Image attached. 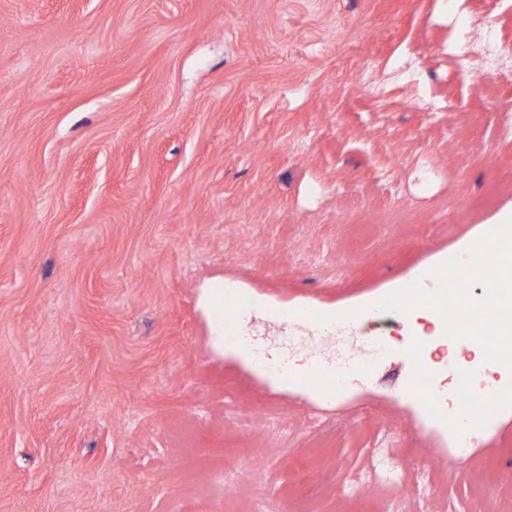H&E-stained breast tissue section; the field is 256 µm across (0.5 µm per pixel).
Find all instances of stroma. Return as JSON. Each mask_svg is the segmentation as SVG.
<instances>
[{
  "instance_id": "35a3bbf8",
  "label": "stroma",
  "mask_w": 512,
  "mask_h": 512,
  "mask_svg": "<svg viewBox=\"0 0 512 512\" xmlns=\"http://www.w3.org/2000/svg\"><path fill=\"white\" fill-rule=\"evenodd\" d=\"M485 35L512 0H0V512H512V412L457 455L371 309L512 208ZM213 281L271 353L394 342L322 400L215 348Z\"/></svg>"
}]
</instances>
